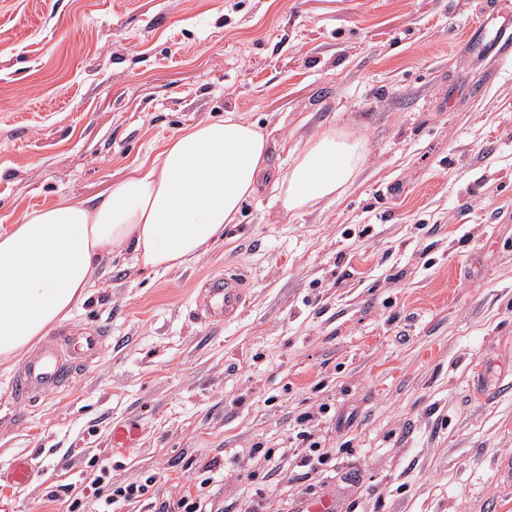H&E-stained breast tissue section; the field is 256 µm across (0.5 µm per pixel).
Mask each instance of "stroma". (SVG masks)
<instances>
[{
    "label": "stroma",
    "mask_w": 512,
    "mask_h": 512,
    "mask_svg": "<svg viewBox=\"0 0 512 512\" xmlns=\"http://www.w3.org/2000/svg\"><path fill=\"white\" fill-rule=\"evenodd\" d=\"M487 2L0 0V230L107 194L185 126L270 134L263 189L199 259H102L63 325L109 340L73 385L18 407L0 363V512H66L94 455L156 478L115 512L176 503L215 461L210 512H512V59L468 50L512 0ZM329 129L364 139L361 172L291 216L275 180ZM227 271L245 288L216 324L197 301ZM305 412L322 462L299 480Z\"/></svg>",
    "instance_id": "1"
}]
</instances>
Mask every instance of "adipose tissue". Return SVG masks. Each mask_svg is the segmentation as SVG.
Returning a JSON list of instances; mask_svg holds the SVG:
<instances>
[{
  "instance_id": "obj_1",
  "label": "adipose tissue",
  "mask_w": 512,
  "mask_h": 512,
  "mask_svg": "<svg viewBox=\"0 0 512 512\" xmlns=\"http://www.w3.org/2000/svg\"><path fill=\"white\" fill-rule=\"evenodd\" d=\"M269 139L235 113L182 129L156 158L131 168L105 198L25 212L0 232V363L18 361L82 302L102 258L130 248L143 267L169 271L218 241L269 170ZM364 142L328 130L276 181L299 215L355 182Z\"/></svg>"
}]
</instances>
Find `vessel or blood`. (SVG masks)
<instances>
[{"label": "vessel or blood", "instance_id": "1", "mask_svg": "<svg viewBox=\"0 0 512 512\" xmlns=\"http://www.w3.org/2000/svg\"><path fill=\"white\" fill-rule=\"evenodd\" d=\"M472 45L478 53L505 58L512 55V33L503 28L488 39L478 31L472 36ZM243 286L242 278L236 274L211 279L199 300V311L214 322L234 316ZM105 341V331L100 327L81 333L64 329L49 337L23 360L16 372L11 388L13 402L26 404L72 385L75 363L98 354Z\"/></svg>", "mask_w": 512, "mask_h": 512}]
</instances>
